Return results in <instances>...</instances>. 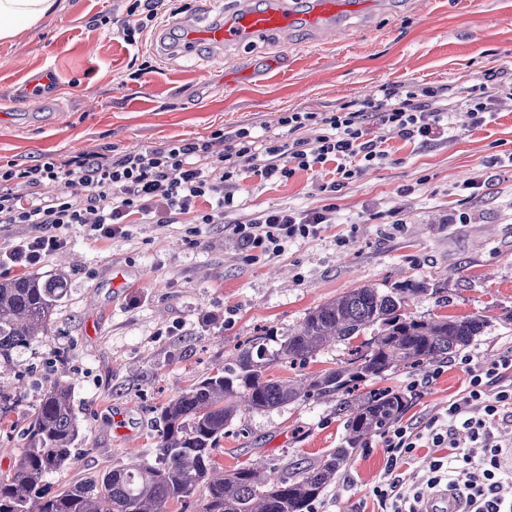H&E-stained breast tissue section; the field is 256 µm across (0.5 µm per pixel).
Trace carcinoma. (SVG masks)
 I'll return each instance as SVG.
<instances>
[{"mask_svg":"<svg viewBox=\"0 0 512 512\" xmlns=\"http://www.w3.org/2000/svg\"><path fill=\"white\" fill-rule=\"evenodd\" d=\"M67 291L61 274L0 281V364L48 332ZM428 291L442 293L415 279L390 292L353 288L313 308L288 335L249 340L224 369L162 408L154 460L117 466L60 492L46 478L72 463L79 425L70 388L50 386L27 427L26 447L0 474V512H169L171 503L181 505L180 512H311L352 453L408 406L404 391L374 384L400 370L442 362L484 335L488 321L482 315L426 318L410 312V303ZM368 329L374 336L351 347L339 369L268 378L273 365L301 369L330 344H349ZM312 398L336 399L337 412L346 417L342 446L314 466L295 462L280 470L258 461L217 472L214 453L237 413ZM199 489L203 495L196 500Z\"/></svg>","mask_w":512,"mask_h":512,"instance_id":"obj_1","label":"carcinoma"}]
</instances>
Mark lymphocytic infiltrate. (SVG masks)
<instances>
[{
	"instance_id": "lymphocytic-infiltrate-1",
	"label": "lymphocytic infiltrate",
	"mask_w": 512,
	"mask_h": 512,
	"mask_svg": "<svg viewBox=\"0 0 512 512\" xmlns=\"http://www.w3.org/2000/svg\"><path fill=\"white\" fill-rule=\"evenodd\" d=\"M506 99L512 101V84L482 83L468 87L459 104L477 126ZM454 107L438 87L385 86L338 112L285 113L280 124L292 135L285 144L239 127L136 154L88 151L65 162L47 156L34 165H10L0 169V224H27L39 233L0 247V268L40 264L65 244L63 232L75 224L89 235L111 239L126 236L127 219L134 214L169 224L185 215L196 224L211 223L213 213L198 210V202L239 208L234 185L243 161L268 180L332 161L338 179L331 187L339 189L341 181L385 156L379 142L367 136L369 121L428 144L448 129ZM47 182L58 185L56 194H40ZM76 184L86 188L85 196L71 194ZM327 221L326 210L289 207L260 212L233 225L232 232L245 248L270 256L290 241L316 236ZM458 363L470 376L466 393L423 426L397 422L385 432L387 468L372 488L385 512H428L431 499L444 492L463 503V512H512V441L501 438L502 430L512 429V352L490 363L465 354ZM419 448H438L442 454L427 471L411 473L412 491L406 494L394 469Z\"/></svg>"
}]
</instances>
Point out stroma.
<instances>
[{
  "label": "stroma",
  "instance_id": "35a3bbf8",
  "mask_svg": "<svg viewBox=\"0 0 512 512\" xmlns=\"http://www.w3.org/2000/svg\"><path fill=\"white\" fill-rule=\"evenodd\" d=\"M127 6L56 0L37 26L0 41V166L133 153L241 126L282 138L283 113L336 111L383 85L440 87L453 102L487 72L512 79V0H359L334 28H298L284 45L251 38L220 58L205 48L166 54L155 30L132 51L110 31L137 24ZM101 13L111 26L96 25ZM147 64L151 72L133 79ZM42 70L61 90L34 101L24 85ZM452 122L428 145L370 124L385 159L334 194L331 162L272 180L244 168L237 194L246 205L223 220L159 224L135 214L128 236L114 239L68 230L65 246L31 269L68 279L48 334L0 364V391L16 397L0 417V472L56 379L70 387L80 434L75 463L48 477L52 490L154 458L161 410L174 395L248 338L287 335L313 308L361 286L422 280L430 291L412 305L415 315H485L491 326L471 354L484 361L511 348L512 166L499 159L512 153V102L484 125L459 111ZM475 181V196L461 194ZM326 205L331 224L277 256L249 260L231 232L264 210ZM415 379L422 385L400 422L419 427L461 396L469 377L448 362L440 375L426 368L390 383L408 389ZM345 434L334 399L297 401L239 414L214 458L227 471L255 460L313 464ZM386 466L383 439L373 436L314 512H382L372 488Z\"/></svg>",
  "mask_w": 512,
  "mask_h": 512
}]
</instances>
